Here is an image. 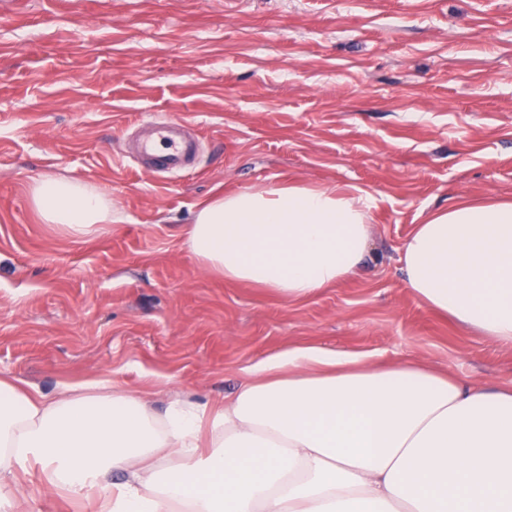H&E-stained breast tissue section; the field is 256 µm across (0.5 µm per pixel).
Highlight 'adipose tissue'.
<instances>
[{
  "mask_svg": "<svg viewBox=\"0 0 512 512\" xmlns=\"http://www.w3.org/2000/svg\"><path fill=\"white\" fill-rule=\"evenodd\" d=\"M29 196L75 240L112 221V200L76 179ZM372 234L365 190L291 182L214 195L185 240L205 271L291 301L355 277ZM399 261L422 303L512 346V201L429 214ZM244 373L223 403L175 393L160 414L106 376L52 397L0 378V512L24 500L32 467L44 512L95 491L99 512H512V383L314 344Z\"/></svg>",
  "mask_w": 512,
  "mask_h": 512,
  "instance_id": "obj_1",
  "label": "adipose tissue"
}]
</instances>
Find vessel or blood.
I'll return each mask as SVG.
<instances>
[{
  "instance_id": "b4317fda",
  "label": "vessel or blood",
  "mask_w": 512,
  "mask_h": 512,
  "mask_svg": "<svg viewBox=\"0 0 512 512\" xmlns=\"http://www.w3.org/2000/svg\"><path fill=\"white\" fill-rule=\"evenodd\" d=\"M190 125V119L176 117L144 122L142 133L131 138L123 155L157 177L191 172L197 165L200 150L198 140L183 135Z\"/></svg>"
}]
</instances>
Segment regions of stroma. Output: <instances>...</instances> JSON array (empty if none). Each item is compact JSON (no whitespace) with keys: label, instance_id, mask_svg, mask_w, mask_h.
<instances>
[{"label":"stroma","instance_id":"obj_1","mask_svg":"<svg viewBox=\"0 0 512 512\" xmlns=\"http://www.w3.org/2000/svg\"><path fill=\"white\" fill-rule=\"evenodd\" d=\"M191 119L187 174L122 155L129 125ZM112 198L100 233L42 223L29 188ZM289 180L372 197L359 275L301 301L200 268L196 204ZM512 199V0H0V377L54 395L107 374L218 403L293 345L512 382V348L406 287L400 250L430 212Z\"/></svg>","mask_w":512,"mask_h":512}]
</instances>
